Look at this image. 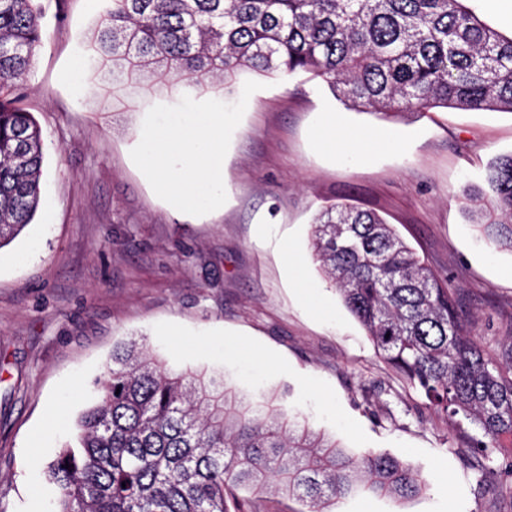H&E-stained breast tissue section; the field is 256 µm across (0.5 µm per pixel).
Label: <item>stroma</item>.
<instances>
[{
  "instance_id": "35a3bbf8",
  "label": "stroma",
  "mask_w": 512,
  "mask_h": 512,
  "mask_svg": "<svg viewBox=\"0 0 512 512\" xmlns=\"http://www.w3.org/2000/svg\"><path fill=\"white\" fill-rule=\"evenodd\" d=\"M39 4L44 37L21 105L45 141L42 201L0 248V512H55L45 466L76 445L113 345L131 337L173 369L278 393L346 447L407 460L429 481L409 512H512L473 449L376 354L311 252L325 200L378 211L499 354L512 340V252L483 241L458 195L512 152V112L381 121L302 75H245L230 93L164 92L110 112L89 68L101 0ZM208 112L224 115V197L179 205L142 158ZM332 116L360 141L392 143L364 162L355 147L323 151L316 131Z\"/></svg>"
}]
</instances>
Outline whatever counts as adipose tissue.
<instances>
[{
    "mask_svg": "<svg viewBox=\"0 0 512 512\" xmlns=\"http://www.w3.org/2000/svg\"><path fill=\"white\" fill-rule=\"evenodd\" d=\"M223 123V117L218 115L203 117L194 126L182 130L176 140L158 143L146 156L147 166L160 174L164 190L181 203H195L211 187L223 184L224 139L220 130ZM174 148L185 151L190 159L192 180H185L183 175L168 168L167 155Z\"/></svg>",
    "mask_w": 512,
    "mask_h": 512,
    "instance_id": "adipose-tissue-1",
    "label": "adipose tissue"
}]
</instances>
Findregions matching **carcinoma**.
<instances>
[{"label":"carcinoma","mask_w":512,"mask_h":512,"mask_svg":"<svg viewBox=\"0 0 512 512\" xmlns=\"http://www.w3.org/2000/svg\"><path fill=\"white\" fill-rule=\"evenodd\" d=\"M89 42L112 111L158 88L226 91L251 72L303 73L349 109L381 119L432 108L512 112V38L462 0H106ZM42 43L37 0H0V249L32 223L44 143L18 90ZM461 209L512 251V153L492 160ZM314 260L374 350L480 466L512 441V343L499 357L471 337L448 279L394 225L342 198L314 217ZM79 447L49 462L56 512H228L233 490L275 489L337 512L357 495L397 512L427 481L386 452L355 453L274 395L246 400L202 369L168 368L144 343L112 348ZM70 468H65V465Z\"/></svg>","instance_id":"cac0c4a2"}]
</instances>
